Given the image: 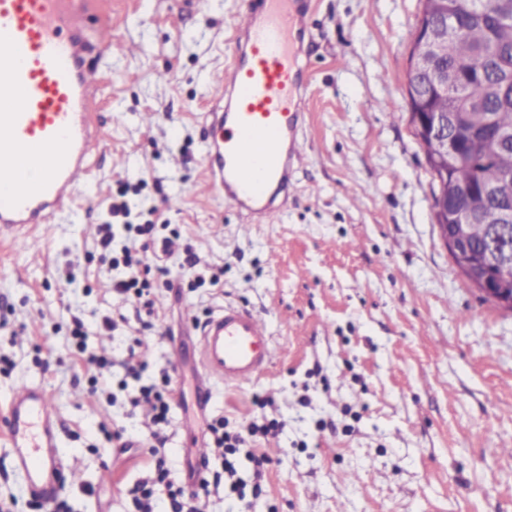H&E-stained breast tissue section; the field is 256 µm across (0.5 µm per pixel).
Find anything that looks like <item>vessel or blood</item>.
<instances>
[{"label": "vessel or blood", "instance_id": "obj_1", "mask_svg": "<svg viewBox=\"0 0 512 512\" xmlns=\"http://www.w3.org/2000/svg\"><path fill=\"white\" fill-rule=\"evenodd\" d=\"M90 0H0V235L34 241L90 172L103 139L91 112L98 86ZM307 0H249L234 23L232 53L205 122L206 183L225 203L265 224L302 157ZM276 346L257 312L225 304L190 340L196 399L213 386L241 387L272 367ZM6 436L30 494L61 490L58 418L46 391L27 383L10 397Z\"/></svg>", "mask_w": 512, "mask_h": 512}]
</instances>
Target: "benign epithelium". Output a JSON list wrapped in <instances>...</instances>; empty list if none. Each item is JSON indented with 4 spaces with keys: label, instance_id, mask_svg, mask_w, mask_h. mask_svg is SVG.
Masks as SVG:
<instances>
[{
    "label": "benign epithelium",
    "instance_id": "benign-epithelium-1",
    "mask_svg": "<svg viewBox=\"0 0 512 512\" xmlns=\"http://www.w3.org/2000/svg\"><path fill=\"white\" fill-rule=\"evenodd\" d=\"M465 31L462 15H450L446 12L430 17H420L416 29L415 41L410 55V66L407 74V96L411 120L415 133L421 141L431 145V152L436 167L432 172L437 180L447 179V170L441 163L448 157H460L456 135L451 132L448 113L432 109L425 86L428 81L446 90L465 81V76L471 70L481 69L480 63L460 61L444 69L435 68L434 53L437 37L442 35H460ZM483 128L492 140L499 146L512 143V132L498 128L494 124L492 113H484ZM435 214L441 218L451 220L449 224L438 225L439 233L444 240L452 257L459 259L466 267L471 269L468 258L472 254L473 245L470 244L465 233V227L470 223L487 222L493 226L492 237L496 238L507 234L512 228V200L507 198L490 214L485 213L475 204L467 207H457L456 203L448 200V196L439 193L434 200ZM502 255L494 253L489 255V261L483 270H475L471 283L483 294L485 299L503 305L512 310V291L501 287V284L489 274V268L497 266Z\"/></svg>",
    "mask_w": 512,
    "mask_h": 512
}]
</instances>
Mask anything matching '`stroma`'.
I'll use <instances>...</instances> for the list:
<instances>
[{"instance_id":"obj_1","label":"stroma","mask_w":512,"mask_h":512,"mask_svg":"<svg viewBox=\"0 0 512 512\" xmlns=\"http://www.w3.org/2000/svg\"><path fill=\"white\" fill-rule=\"evenodd\" d=\"M246 3L95 0L109 33L94 106L105 137L49 230L24 250L0 240V498L14 512L55 509L30 496L5 438L11 390L35 380L57 412L64 512H134L148 450L113 445L101 428L139 425L147 410L108 401L122 371L88 367L71 338L78 319L89 349L121 354L140 325L113 296L114 271L97 246L122 200L132 223L181 233L148 257L173 285L155 292L144 381H160L165 367L174 382L193 383L176 351L227 303L263 316L281 351L255 384H219L206 409L190 398L171 411L176 483L197 462L204 416L281 426L240 449L245 498L220 490L205 512H512L503 448L512 443V311L481 299L435 225V183L406 93L419 0H313L305 154L287 213L269 224L246 223L199 190L201 115ZM218 267L219 287H194ZM118 312L127 323L100 331ZM253 453L270 459L257 496Z\"/></svg>"}]
</instances>
